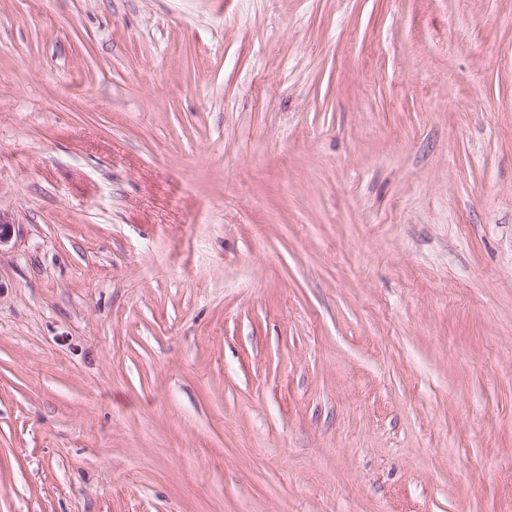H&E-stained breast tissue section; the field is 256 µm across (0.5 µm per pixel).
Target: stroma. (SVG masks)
I'll list each match as a JSON object with an SVG mask.
<instances>
[{
    "mask_svg": "<svg viewBox=\"0 0 512 512\" xmlns=\"http://www.w3.org/2000/svg\"><path fill=\"white\" fill-rule=\"evenodd\" d=\"M0 512H512V0H0Z\"/></svg>",
    "mask_w": 512,
    "mask_h": 512,
    "instance_id": "1",
    "label": "stroma"
}]
</instances>
